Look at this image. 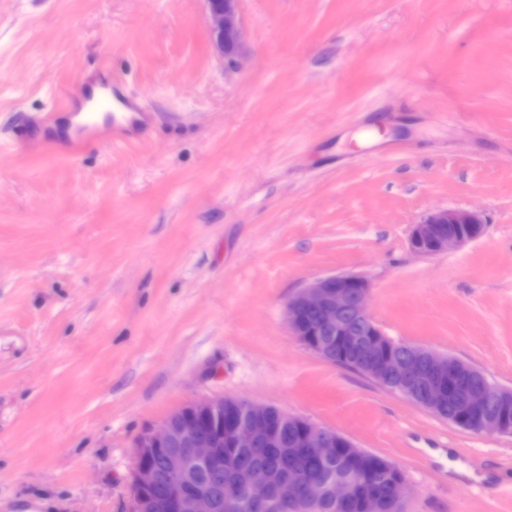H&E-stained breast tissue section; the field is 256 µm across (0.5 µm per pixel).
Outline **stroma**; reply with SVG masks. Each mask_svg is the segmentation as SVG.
I'll use <instances>...</instances> for the list:
<instances>
[{
  "mask_svg": "<svg viewBox=\"0 0 512 512\" xmlns=\"http://www.w3.org/2000/svg\"><path fill=\"white\" fill-rule=\"evenodd\" d=\"M241 18L236 67L204 0H0V512H130L138 438L220 396L394 463L403 512H512V436L321 359L285 319L307 282L360 274L388 337L512 387V0ZM104 84L136 127L85 111ZM82 121L98 140L74 153ZM443 208L484 235L413 253Z\"/></svg>",
  "mask_w": 512,
  "mask_h": 512,
  "instance_id": "35a3bbf8",
  "label": "stroma"
}]
</instances>
